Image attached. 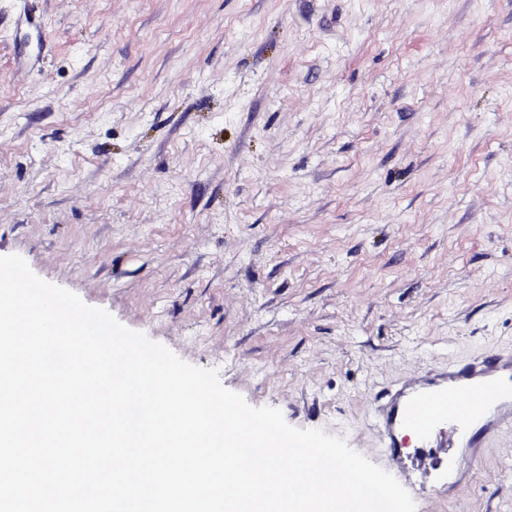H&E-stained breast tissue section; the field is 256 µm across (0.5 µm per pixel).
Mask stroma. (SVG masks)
Returning a JSON list of instances; mask_svg holds the SVG:
<instances>
[{"label":"stroma","mask_w":512,"mask_h":512,"mask_svg":"<svg viewBox=\"0 0 512 512\" xmlns=\"http://www.w3.org/2000/svg\"><path fill=\"white\" fill-rule=\"evenodd\" d=\"M386 467L512 351V0H0V256ZM416 512H512V431ZM371 416L382 448L408 480L426 469L424 449L448 430L447 452L432 466L435 480H448V470L467 461L453 448H477L480 433L512 429V353L493 352L462 367L432 370L373 406Z\"/></svg>","instance_id":"obj_1"}]
</instances>
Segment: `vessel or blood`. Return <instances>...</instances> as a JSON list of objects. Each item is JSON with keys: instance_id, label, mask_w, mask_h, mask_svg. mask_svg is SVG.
I'll list each match as a JSON object with an SVG mask.
<instances>
[{"instance_id": "b4317fda", "label": "vessel or blood", "mask_w": 512, "mask_h": 512, "mask_svg": "<svg viewBox=\"0 0 512 512\" xmlns=\"http://www.w3.org/2000/svg\"><path fill=\"white\" fill-rule=\"evenodd\" d=\"M375 430L404 476L425 467L424 451L443 432L451 439L436 478L447 477L463 458L458 451L479 445V434L512 429V353L494 352L428 372L372 407Z\"/></svg>"}]
</instances>
